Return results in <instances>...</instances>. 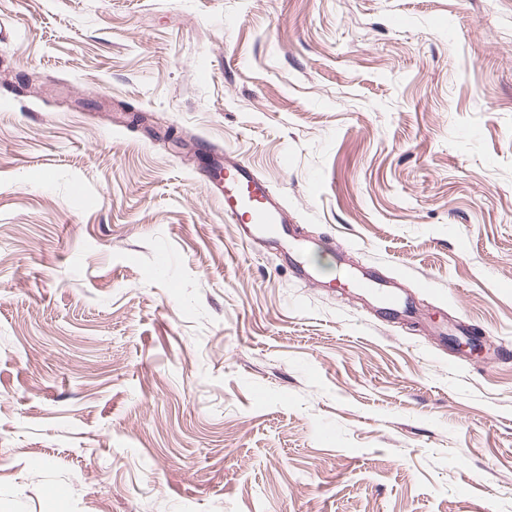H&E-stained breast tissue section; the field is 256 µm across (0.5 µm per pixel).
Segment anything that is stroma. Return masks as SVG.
<instances>
[{
	"instance_id": "obj_1",
	"label": "stroma",
	"mask_w": 512,
	"mask_h": 512,
	"mask_svg": "<svg viewBox=\"0 0 512 512\" xmlns=\"http://www.w3.org/2000/svg\"><path fill=\"white\" fill-rule=\"evenodd\" d=\"M466 325L512 343V0H0V512H512V358ZM196 150L204 158L211 153L216 161L213 166H202L199 176L223 200L224 216L244 225L249 241L264 249L280 250L296 277L318 283L316 272L305 260L318 244L298 238L288 227V210L266 181L233 153L224 150L217 156L214 144L208 141L197 143ZM344 278L348 288L356 290L361 296H371L377 308L385 310L389 315L400 314L409 303L408 297H404L399 288L388 286L386 281L372 273L346 272Z\"/></svg>"
}]
</instances>
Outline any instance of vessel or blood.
Returning a JSON list of instances; mask_svg holds the SVG:
<instances>
[{
	"instance_id": "1",
	"label": "vessel or blood",
	"mask_w": 512,
	"mask_h": 512,
	"mask_svg": "<svg viewBox=\"0 0 512 512\" xmlns=\"http://www.w3.org/2000/svg\"><path fill=\"white\" fill-rule=\"evenodd\" d=\"M199 176L210 191L223 200L225 216L243 225L249 241L281 251L296 277L317 283L316 272L306 262L307 254L316 250V243L298 238L289 228L287 208L264 179L228 151L217 157L215 165L201 167ZM344 278L348 288L372 297L378 309L387 313H400L409 303L400 289L388 286L376 275L348 272Z\"/></svg>"
}]
</instances>
